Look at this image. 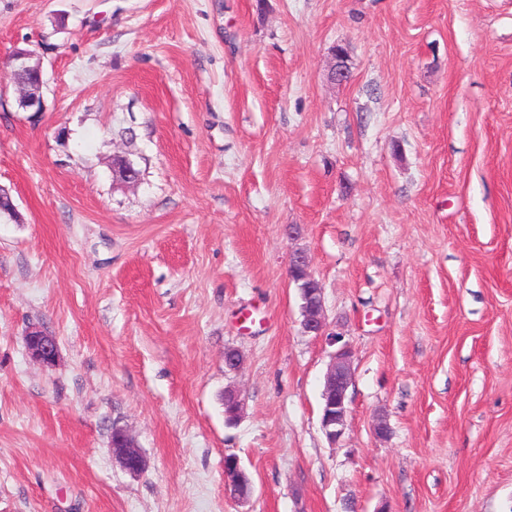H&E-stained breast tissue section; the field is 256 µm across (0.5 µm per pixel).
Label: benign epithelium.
Returning a JSON list of instances; mask_svg holds the SVG:
<instances>
[{
  "label": "benign epithelium",
  "mask_w": 512,
  "mask_h": 512,
  "mask_svg": "<svg viewBox=\"0 0 512 512\" xmlns=\"http://www.w3.org/2000/svg\"><path fill=\"white\" fill-rule=\"evenodd\" d=\"M13 75L41 72L39 64L32 62V54L16 49L9 57ZM18 105L25 111L40 112L44 107L43 95L38 90H21ZM289 277L299 290L301 299V328L310 336L328 339L336 346L331 354L322 392L320 425L328 441H339L347 428L349 413L348 389L352 381L353 351L341 342V336L328 332L324 314L323 288L310 271L308 254L299 249L290 254ZM31 357L45 368L55 366L58 359V345L54 337L39 329L30 330L24 337ZM243 412L240 391L229 386L224 389V420L228 424L238 421ZM112 455L125 471L133 476L146 469V459L134 437L125 429L119 430L112 443ZM224 482L229 495L240 503L249 501L253 494L251 479L235 456L224 457Z\"/></svg>",
  "instance_id": "obj_1"
}]
</instances>
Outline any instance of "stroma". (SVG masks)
<instances>
[{"instance_id": "35a3bbf8", "label": "stroma", "mask_w": 512, "mask_h": 512, "mask_svg": "<svg viewBox=\"0 0 512 512\" xmlns=\"http://www.w3.org/2000/svg\"><path fill=\"white\" fill-rule=\"evenodd\" d=\"M0 189V512H512V0H0ZM32 54L27 50L15 49L9 57V65L13 76L25 75L37 72L40 78V86L43 87L42 71L38 63H32ZM289 277L299 290L301 299V328L306 335L326 336L331 345L342 341L341 336L328 332L324 314L323 288L310 271V259L304 250L290 254ZM31 357L45 368H52L58 359V345L53 336L39 329H31L24 337ZM353 351L347 343L331 354L322 392L320 425L328 441H339L347 428L348 389L352 381ZM243 399L240 391L229 386L224 389V420L227 424H235L243 412ZM112 455L125 471L133 476L142 474L146 469V459L134 437L125 429H119L112 443ZM224 482L229 495L239 503H246L253 494L251 479L236 456L224 458Z\"/></svg>"}]
</instances>
